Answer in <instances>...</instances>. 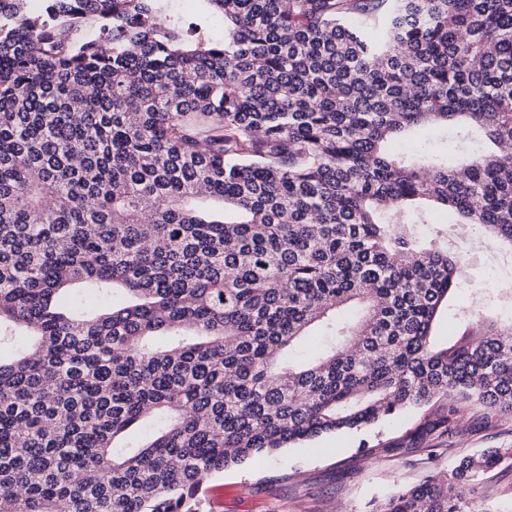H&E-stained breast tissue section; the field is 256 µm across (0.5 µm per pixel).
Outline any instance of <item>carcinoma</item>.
I'll use <instances>...</instances> for the list:
<instances>
[{
  "label": "carcinoma",
  "mask_w": 512,
  "mask_h": 512,
  "mask_svg": "<svg viewBox=\"0 0 512 512\" xmlns=\"http://www.w3.org/2000/svg\"><path fill=\"white\" fill-rule=\"evenodd\" d=\"M164 2L0 0V512H203L263 452L512 413V324L435 348L466 259L417 236L512 243V0ZM504 459L377 512H473ZM434 222L436 223L434 224V227H441L443 230L448 232V250L451 252H458L455 247L462 248L460 246L461 239L469 237L473 231L471 226H469V233L467 232V229H463L462 232L468 233L463 234L460 231L459 224H446L448 223V215L442 211L434 214Z\"/></svg>",
  "instance_id": "carcinoma-1"
}]
</instances>
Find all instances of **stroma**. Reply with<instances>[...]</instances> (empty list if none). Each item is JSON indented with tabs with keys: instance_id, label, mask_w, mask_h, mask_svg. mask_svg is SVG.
Segmentation results:
<instances>
[{
	"instance_id": "35a3bbf8",
	"label": "stroma",
	"mask_w": 512,
	"mask_h": 512,
	"mask_svg": "<svg viewBox=\"0 0 512 512\" xmlns=\"http://www.w3.org/2000/svg\"><path fill=\"white\" fill-rule=\"evenodd\" d=\"M465 273L463 288L433 325L436 346L465 338L475 308L473 288L488 285L512 294V267L487 265L474 252ZM437 412L425 406L369 428L325 434L225 469L204 487L221 498L219 512H378L394 491L432 475L448 476L463 456L512 449V413L464 403L452 434L419 438ZM456 492L478 512H512V463L502 462Z\"/></svg>"
}]
</instances>
